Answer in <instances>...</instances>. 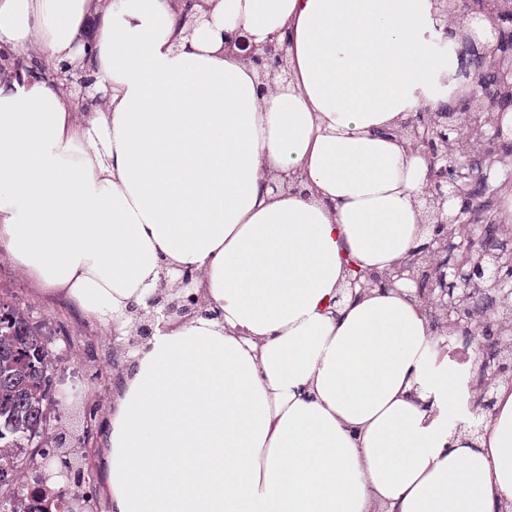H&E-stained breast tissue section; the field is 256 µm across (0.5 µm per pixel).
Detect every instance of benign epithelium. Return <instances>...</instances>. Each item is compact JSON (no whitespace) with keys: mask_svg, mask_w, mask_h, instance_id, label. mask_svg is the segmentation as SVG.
Instances as JSON below:
<instances>
[{"mask_svg":"<svg viewBox=\"0 0 512 512\" xmlns=\"http://www.w3.org/2000/svg\"><path fill=\"white\" fill-rule=\"evenodd\" d=\"M451 14V28L443 29V41L450 39L459 44L456 49L460 68L456 77H464L472 86L462 99L450 108L436 112L421 111L400 125L399 133L407 137L413 147L422 144L429 168L421 199L425 200L428 223L434 225L431 240L415 252L413 260L394 272L396 279H411L417 284V295L436 294L442 311L440 328L452 332L469 314H479L484 321L498 325V334L484 342L488 355L498 360L497 373L512 379V341L502 336L507 328L503 319L501 300L512 294V263L499 265L489 276L488 289L472 284L484 276V257L498 253V234L481 235L470 239L465 246L464 260L454 264L448 272L441 264H432L431 257L448 250L447 225L462 222V216L472 206L455 214H445L442 203L453 201L466 193L459 181L475 178L474 170L485 146L492 144L506 152L512 151V141L501 129L495 112L512 99V0H447ZM231 44L242 51L241 57L258 68L263 86L276 73L288 69V41H279L273 35L264 45H253L244 38H235ZM73 70L65 65L56 77L69 85L77 83L79 98L87 99L97 78L82 71L73 79ZM165 315H176L184 320L197 315L215 316L207 310L200 293L181 292L166 304Z\"/></svg>","mask_w":512,"mask_h":512,"instance_id":"1","label":"benign epithelium"}]
</instances>
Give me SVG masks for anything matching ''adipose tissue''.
<instances>
[{
  "instance_id": "ef3b65f1",
  "label": "adipose tissue",
  "mask_w": 512,
  "mask_h": 512,
  "mask_svg": "<svg viewBox=\"0 0 512 512\" xmlns=\"http://www.w3.org/2000/svg\"><path fill=\"white\" fill-rule=\"evenodd\" d=\"M441 0H0V52L87 70L0 78V242L125 335L191 269L212 318L167 319L113 389L109 512H512V388L475 398L408 280L424 154L396 130L463 94ZM287 37L277 91L228 47ZM297 170L298 188L280 189ZM379 275L360 289L357 273Z\"/></svg>"
}]
</instances>
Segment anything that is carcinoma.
Listing matches in <instances>:
<instances>
[{"label":"carcinoma","instance_id":"carcinoma-1","mask_svg":"<svg viewBox=\"0 0 512 512\" xmlns=\"http://www.w3.org/2000/svg\"><path fill=\"white\" fill-rule=\"evenodd\" d=\"M51 359L28 319L0 303V439L42 424L49 398ZM17 459L0 448V484L13 481Z\"/></svg>","mask_w":512,"mask_h":512}]
</instances>
